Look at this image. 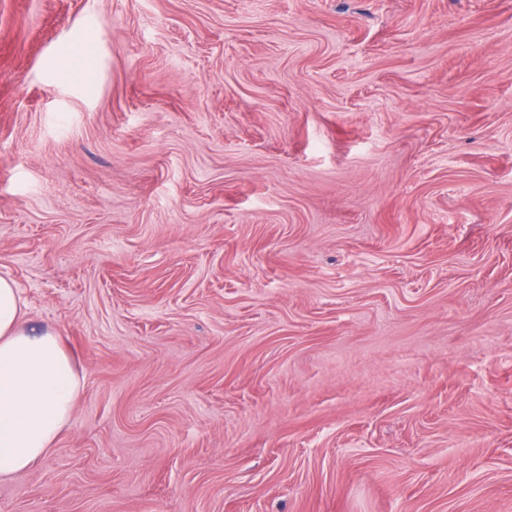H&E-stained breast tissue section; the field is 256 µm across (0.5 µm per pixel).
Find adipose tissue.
Segmentation results:
<instances>
[{
    "mask_svg": "<svg viewBox=\"0 0 512 512\" xmlns=\"http://www.w3.org/2000/svg\"><path fill=\"white\" fill-rule=\"evenodd\" d=\"M82 380L51 327L30 326L15 283L0 277V481L36 466L69 426Z\"/></svg>",
    "mask_w": 512,
    "mask_h": 512,
    "instance_id": "adipose-tissue-1",
    "label": "adipose tissue"
}]
</instances>
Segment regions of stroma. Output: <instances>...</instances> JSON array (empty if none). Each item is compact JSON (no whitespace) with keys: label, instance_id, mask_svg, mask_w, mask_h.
<instances>
[{"label":"stroma","instance_id":"obj_1","mask_svg":"<svg viewBox=\"0 0 512 512\" xmlns=\"http://www.w3.org/2000/svg\"><path fill=\"white\" fill-rule=\"evenodd\" d=\"M1 275L0 512H512V0H0ZM82 380L52 327L29 325L26 303L0 277V481L36 466L70 425Z\"/></svg>","mask_w":512,"mask_h":512}]
</instances>
